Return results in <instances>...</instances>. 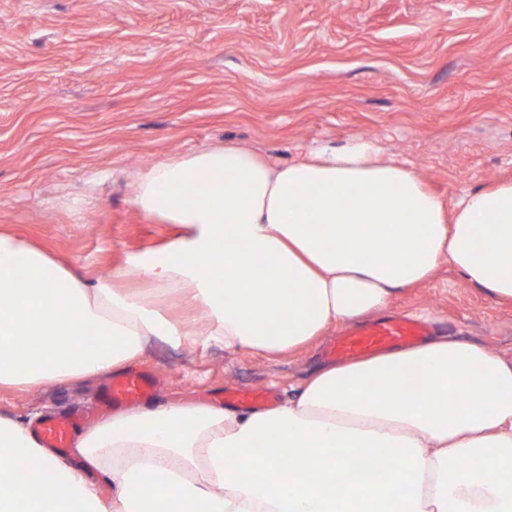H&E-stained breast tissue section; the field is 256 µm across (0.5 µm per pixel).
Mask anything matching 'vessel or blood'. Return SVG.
<instances>
[{"label":"vessel or blood","mask_w":512,"mask_h":512,"mask_svg":"<svg viewBox=\"0 0 512 512\" xmlns=\"http://www.w3.org/2000/svg\"><path fill=\"white\" fill-rule=\"evenodd\" d=\"M427 329L426 324L410 317L392 315L382 320L362 323L358 329L341 333L332 348L337 360L370 357L396 346L414 345ZM155 386L152 377L129 374L113 381L109 389L112 404L123 405L149 397ZM73 423L67 418L44 420L36 434L46 448H66Z\"/></svg>","instance_id":"obj_1"}]
</instances>
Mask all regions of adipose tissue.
Listing matches in <instances>:
<instances>
[{
  "label": "adipose tissue",
  "instance_id": "adipose-tissue-1",
  "mask_svg": "<svg viewBox=\"0 0 512 512\" xmlns=\"http://www.w3.org/2000/svg\"><path fill=\"white\" fill-rule=\"evenodd\" d=\"M132 202L180 233L108 281L0 233V389L104 377L156 340L292 354L444 263L512 303V181L449 211L363 136L288 164L203 147L151 167ZM150 496L158 512H512V361L434 337L320 367L266 410H122L67 457L0 415V512H143Z\"/></svg>",
  "mask_w": 512,
  "mask_h": 512
}]
</instances>
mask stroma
Listing matches in <instances>:
<instances>
[{
    "mask_svg": "<svg viewBox=\"0 0 512 512\" xmlns=\"http://www.w3.org/2000/svg\"><path fill=\"white\" fill-rule=\"evenodd\" d=\"M372 138L446 203L512 180V0H0V231L84 279L179 229L133 205L139 176L202 146L271 162ZM512 359V304L448 266L390 304ZM293 357L155 344L150 404L293 397ZM108 379L0 392V413L107 419Z\"/></svg>",
    "mask_w": 512,
    "mask_h": 512,
    "instance_id": "35a3bbf8",
    "label": "stroma"
}]
</instances>
